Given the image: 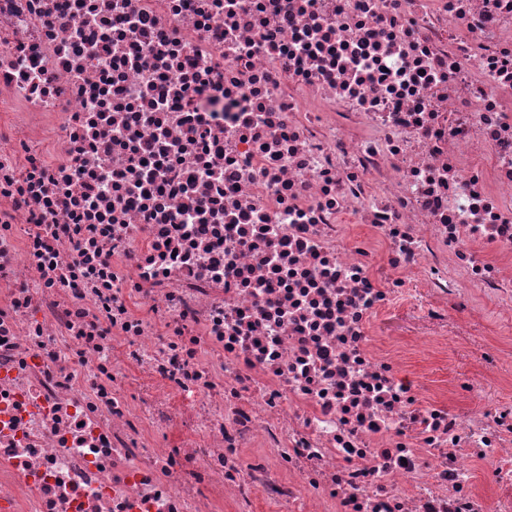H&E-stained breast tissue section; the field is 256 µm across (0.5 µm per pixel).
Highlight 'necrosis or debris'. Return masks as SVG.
Wrapping results in <instances>:
<instances>
[{"label":"necrosis or debris","mask_w":512,"mask_h":512,"mask_svg":"<svg viewBox=\"0 0 512 512\" xmlns=\"http://www.w3.org/2000/svg\"><path fill=\"white\" fill-rule=\"evenodd\" d=\"M491 308L512 0H0V512H512ZM478 358L479 354L474 350L448 346V352L427 361L422 369L432 384H448V380L474 372L478 368Z\"/></svg>","instance_id":"necrosis-or-debris-1"}]
</instances>
